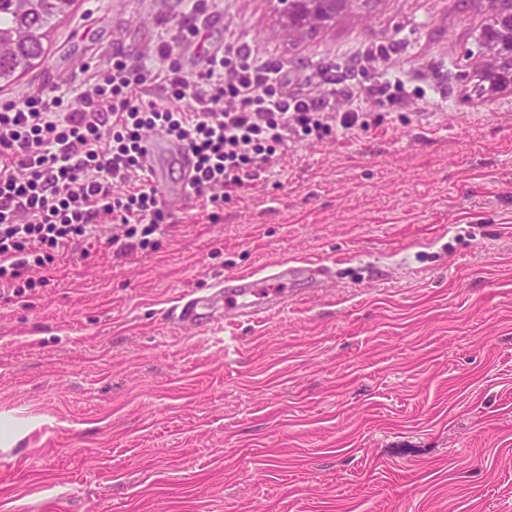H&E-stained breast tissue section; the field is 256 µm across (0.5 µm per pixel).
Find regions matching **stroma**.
Returning a JSON list of instances; mask_svg holds the SVG:
<instances>
[{
	"mask_svg": "<svg viewBox=\"0 0 512 512\" xmlns=\"http://www.w3.org/2000/svg\"><path fill=\"white\" fill-rule=\"evenodd\" d=\"M190 0H77L0 98L148 54ZM279 0H209L294 85L370 44L424 90L382 124L289 144L218 221L61 262L0 296V512H512V94L477 88L472 0H377L311 35ZM331 276L264 319L170 313L282 261Z\"/></svg>",
	"mask_w": 512,
	"mask_h": 512,
	"instance_id": "1",
	"label": "stroma"
}]
</instances>
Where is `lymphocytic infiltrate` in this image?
I'll list each match as a JSON object with an SVG mask.
<instances>
[{"instance_id": "f902f5d3", "label": "lymphocytic infiltrate", "mask_w": 512, "mask_h": 512, "mask_svg": "<svg viewBox=\"0 0 512 512\" xmlns=\"http://www.w3.org/2000/svg\"><path fill=\"white\" fill-rule=\"evenodd\" d=\"M168 37L151 57L113 49L103 71L81 67L72 84L0 102V290L22 296L34 271L99 244L97 229L119 224L136 246L175 221L151 180L150 134L187 147L194 175L187 197L216 208L253 185L292 141L355 130L375 109L406 108L412 96L388 54L369 51L354 67L370 71L361 89L342 78L291 87L287 67L256 59L234 36L206 51L194 81L181 75ZM166 98L159 106L150 92Z\"/></svg>"}]
</instances>
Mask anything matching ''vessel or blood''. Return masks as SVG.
I'll use <instances>...</instances> for the list:
<instances>
[{
    "instance_id": "obj_1",
    "label": "vessel or blood",
    "mask_w": 512,
    "mask_h": 512,
    "mask_svg": "<svg viewBox=\"0 0 512 512\" xmlns=\"http://www.w3.org/2000/svg\"><path fill=\"white\" fill-rule=\"evenodd\" d=\"M152 180L169 203L182 201L191 175L189 152L181 143L164 135L152 137L148 143ZM322 269L317 265L296 266L280 263L275 274L276 285L252 276H226L222 285L208 295L189 297L172 311L178 324L199 328L223 319L252 320L260 315L287 308L294 299L293 282L306 280L316 284Z\"/></svg>"
}]
</instances>
